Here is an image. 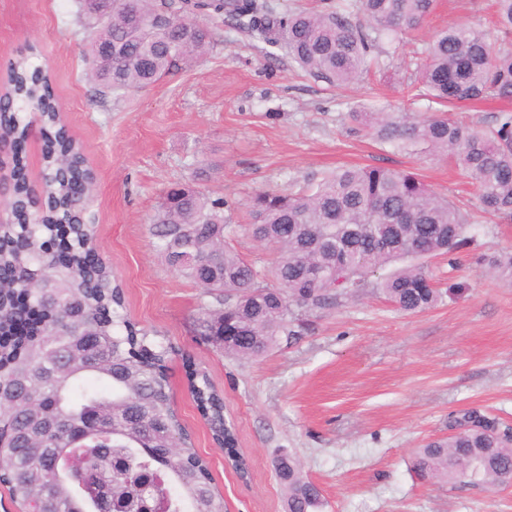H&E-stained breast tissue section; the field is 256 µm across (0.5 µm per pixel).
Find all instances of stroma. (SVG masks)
I'll use <instances>...</instances> for the list:
<instances>
[{
  "label": "stroma",
  "instance_id": "1",
  "mask_svg": "<svg viewBox=\"0 0 512 512\" xmlns=\"http://www.w3.org/2000/svg\"><path fill=\"white\" fill-rule=\"evenodd\" d=\"M492 15V0H437L421 27L390 45L384 74L341 88L209 17L214 46L195 66L115 98L85 76L89 22L76 0H0V92L9 62L36 48L32 61L49 71L61 120L94 176L97 253L124 290L128 319L171 345L174 408L227 512H283L278 448L301 458L324 512H512V484L427 482L413 469L417 448L448 437L449 414L476 408L512 427V286L490 266L512 250V220L482 212L455 164L380 143L350 119L363 110L438 111L415 94L419 49L455 24L488 29ZM351 165L416 169L472 212L473 239L455 261H429L442 301L409 314L369 291L313 314L295 345L249 361L225 356L201 333L203 289L154 246L150 219L164 191L199 185L223 196L233 223L245 225L255 192L295 191ZM188 356L224 397L247 477L227 466L196 409Z\"/></svg>",
  "mask_w": 512,
  "mask_h": 512
}]
</instances>
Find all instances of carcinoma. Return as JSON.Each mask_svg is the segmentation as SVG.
<instances>
[{
    "label": "carcinoma",
    "instance_id": "cac0c4a2",
    "mask_svg": "<svg viewBox=\"0 0 512 512\" xmlns=\"http://www.w3.org/2000/svg\"><path fill=\"white\" fill-rule=\"evenodd\" d=\"M436 0H360L365 21L338 11L279 13L259 0H112L107 30L101 0H82L95 20L88 35L89 79L119 97L191 66L213 45L198 17L228 16L280 47L310 75L343 86L370 70L384 38L416 30ZM495 31L457 24L425 49L418 84L445 105L512 102V0H496ZM0 96V138L23 147L34 125L43 140V177L33 186L20 159L11 193L13 220L0 224V465L24 512H100L110 500L136 512L130 473L158 475L154 499L166 512H226L206 462L171 405L169 350L123 313V289L96 258V225L78 215L93 193L78 144L60 124L47 70L20 57ZM383 144L455 161L483 211L512 218V115L481 130L447 112H352ZM224 197L188 184L170 188L151 224L172 270L204 288L199 321L229 328L227 355L258 358L299 342L308 317L358 297L368 279L398 309L418 313L442 297L423 260L454 255L471 221L415 171L346 166L298 192L259 191L251 223H231ZM243 232L270 245V281L234 241ZM185 375L213 440L241 475L248 463L225 421L224 398L188 360ZM458 431L417 449L422 480L492 487L512 481V430L471 409ZM284 512H318L319 488L293 454L278 450Z\"/></svg>",
    "mask_w": 512,
    "mask_h": 512
}]
</instances>
